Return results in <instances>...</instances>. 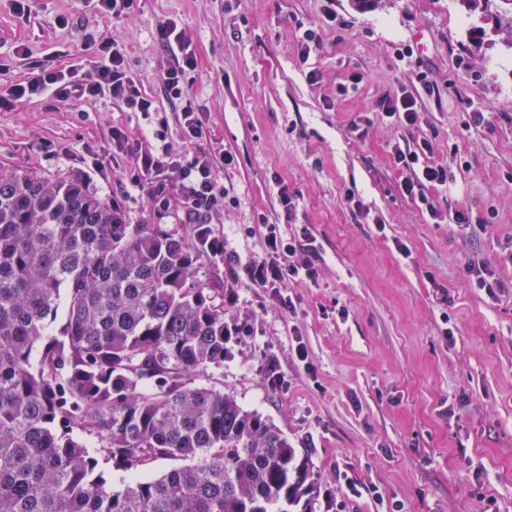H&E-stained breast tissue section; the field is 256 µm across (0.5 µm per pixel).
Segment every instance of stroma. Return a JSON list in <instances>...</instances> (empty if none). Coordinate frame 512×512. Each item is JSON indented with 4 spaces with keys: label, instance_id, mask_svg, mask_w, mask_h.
Returning <instances> with one entry per match:
<instances>
[{
    "label": "stroma",
    "instance_id": "35a3bbf8",
    "mask_svg": "<svg viewBox=\"0 0 512 512\" xmlns=\"http://www.w3.org/2000/svg\"><path fill=\"white\" fill-rule=\"evenodd\" d=\"M505 15L503 0L472 15L457 0L367 10L354 0H137L122 17L95 0H31L25 13L0 0V90L42 61L91 68L87 45L106 37L159 105L144 116L108 96L19 102L0 112V169L84 180L134 223L181 226V206L132 191L133 163L112 132L192 159L182 105L163 91L172 53L156 28L174 21L191 40L204 145L235 159L217 172L228 196L212 229L225 257L203 272L234 294L224 317L244 328L205 382L308 458L318 492L293 512H512V69L499 64L512 49L494 31ZM309 29L320 42L304 63ZM421 72L434 89L419 98L418 125L383 117L378 101ZM425 135L450 176L432 194L433 216L402 194L407 173L390 154ZM452 209L470 225L449 223ZM269 223L286 239L308 231L314 279L259 288L228 278V259L266 258ZM474 261L503 283L497 298L469 286Z\"/></svg>",
    "mask_w": 512,
    "mask_h": 512
}]
</instances>
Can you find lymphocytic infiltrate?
I'll return each mask as SVG.
<instances>
[{
	"label": "lymphocytic infiltrate",
	"instance_id": "obj_1",
	"mask_svg": "<svg viewBox=\"0 0 512 512\" xmlns=\"http://www.w3.org/2000/svg\"><path fill=\"white\" fill-rule=\"evenodd\" d=\"M158 39L168 46L176 47L172 63L162 75V84L169 101L182 102V133L186 143L196 145L197 150L190 162H181L170 147L152 152L143 149L141 140L129 139L122 130H114L113 138L118 147L132 160L134 173L130 184L135 190H143L145 178H153L154 196H164L167 189V173L177 175L178 193L182 208L189 223L211 224L214 217L224 210L226 192L220 184L216 171L219 165H231L233 157L225 153L215 155L199 148L203 138V124L195 108L189 104V86L186 75L196 69L198 60L191 41L178 29L174 21H166L157 28ZM97 62L90 70L69 67L57 70L44 65H36L27 81L12 85L7 94L0 95V110L13 109L23 98L52 92L53 95L67 97L77 95L110 96L120 102L126 111L150 114L157 105L152 97L142 91L135 73L130 67L125 51L116 41L100 40L94 46ZM433 144L428 138L419 139L415 148L393 146L392 158L396 165L408 173L401 189L403 194L426 211H433L429 191L431 188L446 185L448 172L444 167L431 165L429 157ZM266 248L268 259L249 264L247 273L255 286L276 288L287 280L297 277L314 278L316 269L312 260L296 262L297 251H311V244L298 242L284 243L279 227L275 224L266 227Z\"/></svg>",
	"mask_w": 512,
	"mask_h": 512
}]
</instances>
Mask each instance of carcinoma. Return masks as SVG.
Returning <instances> with one entry per match:
<instances>
[{
    "label": "carcinoma",
    "mask_w": 512,
    "mask_h": 512,
    "mask_svg": "<svg viewBox=\"0 0 512 512\" xmlns=\"http://www.w3.org/2000/svg\"><path fill=\"white\" fill-rule=\"evenodd\" d=\"M192 228L0 170V512H286L310 491L288 436L195 384L230 336ZM96 453L132 472L122 489ZM159 458L185 464L143 476Z\"/></svg>",
    "instance_id": "obj_1"
}]
</instances>
